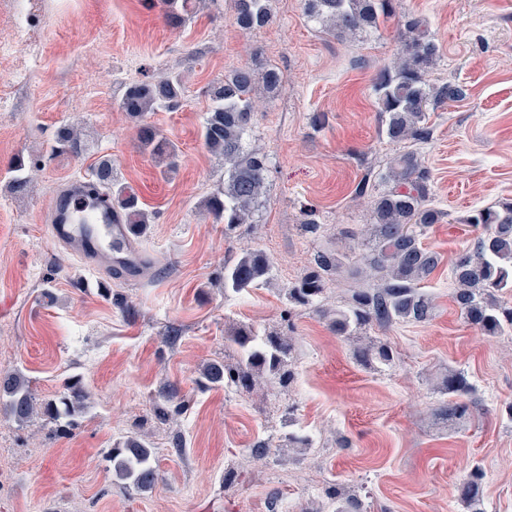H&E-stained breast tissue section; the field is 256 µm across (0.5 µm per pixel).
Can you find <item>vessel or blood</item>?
<instances>
[{
	"instance_id": "obj_1",
	"label": "vessel or blood",
	"mask_w": 512,
	"mask_h": 512,
	"mask_svg": "<svg viewBox=\"0 0 512 512\" xmlns=\"http://www.w3.org/2000/svg\"><path fill=\"white\" fill-rule=\"evenodd\" d=\"M60 222L54 225L56 237L74 247L85 259L108 264L124 261L138 269L141 255L124 224L105 196H89L84 187H77L67 197L53 200Z\"/></svg>"
}]
</instances>
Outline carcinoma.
Wrapping results in <instances>:
<instances>
[{"mask_svg": "<svg viewBox=\"0 0 512 512\" xmlns=\"http://www.w3.org/2000/svg\"><path fill=\"white\" fill-rule=\"evenodd\" d=\"M235 23L243 31L261 28L272 21L269 0H234ZM167 25L181 27L194 12V0H161ZM304 10L335 37H356L377 28L380 18L392 15V0H304ZM439 57V48L417 21L407 22V32L393 69L380 71L374 79L380 111L387 115L385 135L395 143L422 142L430 135L425 112L431 104H444L461 97L453 83L428 86L423 76ZM269 92L283 82L282 73L267 67L261 71L244 66L215 80L209 88L210 105L202 126L205 144L224 158V181L204 197L201 208L213 220L224 225V236L232 237L243 224L255 219L266 191L267 158L249 148L254 112L252 94L257 83ZM185 94L183 80L170 74L154 82L129 85L118 102V110L137 122L136 138L159 161L172 169L177 148L159 130L145 120L150 112L174 110ZM85 149L77 129L62 124L56 131L52 150L80 153ZM8 186L23 192L30 186L26 164L17 158L12 164ZM90 188L107 196L133 231L141 235L148 229L151 216L128 186L113 173L112 159L103 156L90 167ZM382 180L387 190L373 200L375 223L367 225L362 245L367 251L368 277L373 284L353 291L348 304L340 309L321 310L329 329L353 342V355L363 365L388 366L394 360L387 345L366 342L361 333L373 325L397 321L425 322L433 315L431 297L420 291L436 269L438 257L424 248L420 237L444 219V213L431 206L430 174L417 153L406 151L394 157ZM467 223L484 229L471 248L459 253L453 263L455 283L453 301L466 322L485 336H501L512 330V306L499 300L498 294L512 291V201L495 209L484 208L467 218ZM350 254L323 251L314 264L286 288L289 303L296 307H315L323 298L329 281L343 272ZM271 261L258 250L241 253L235 262L224 266V290L240 293L268 282ZM229 340L238 347L233 364L209 363L203 378L212 386L240 385L252 389L266 375H276L282 384L293 380L287 370L294 351L290 336H258L252 329L237 327ZM471 386L465 375L455 371L441 383L448 401L436 409L438 419L449 423L469 414L462 397ZM90 393L79 379L65 383L63 394L42 405L37 404L25 381L12 375L0 381V409L19 423L43 412L55 420L72 424L89 408ZM115 476L138 490L151 488L158 479L152 444L141 436L129 437L112 449L110 456ZM484 473L471 469L458 485L461 502L476 510L483 496ZM334 504L332 512H362L357 498H346L339 488L326 490Z\"/></svg>", "mask_w": 512, "mask_h": 512, "instance_id": "obj_1", "label": "carcinoma"}]
</instances>
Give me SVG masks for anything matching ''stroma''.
Here are the masks:
<instances>
[{
  "label": "stroma",
  "mask_w": 512,
  "mask_h": 512,
  "mask_svg": "<svg viewBox=\"0 0 512 512\" xmlns=\"http://www.w3.org/2000/svg\"><path fill=\"white\" fill-rule=\"evenodd\" d=\"M147 0H0V378L20 375L37 400L70 378L91 394L68 431L42 414L0 413V512H327V484L357 495L363 512H466L457 486L485 472L483 512H512V332L482 335L452 293V263L480 234L475 209L512 199V0H393L364 39L342 40L308 18L302 0H270L273 21L241 31L234 0H198L179 28ZM421 19L440 49L424 80L462 95L429 109L413 148L444 211L422 239L439 265L424 281L425 322L375 326L392 366L360 365L349 342L284 289L344 224L373 221L379 175L399 144L384 134L373 80ZM272 66L276 94L254 92L252 145L269 163L259 221L235 238L199 201L224 179L201 130L209 83L242 66ZM181 74L178 109L147 120L179 149L177 166L141 148L117 108L127 85ZM324 124L312 122L314 114ZM82 125L86 151L50 152L57 128ZM34 163L26 194L8 188L16 156ZM152 213L136 280L93 269L53 236L51 199L85 180L95 157ZM318 229L304 230L307 221ZM247 249L272 261L270 283L218 288ZM293 336L291 385L260 391L207 386L203 367L227 360L229 325ZM471 385L466 419L436 421L448 371ZM154 445L159 478L137 491L108 455L131 434ZM312 439L291 448L289 434ZM269 442L264 457L257 442Z\"/></svg>",
  "instance_id": "1"
}]
</instances>
